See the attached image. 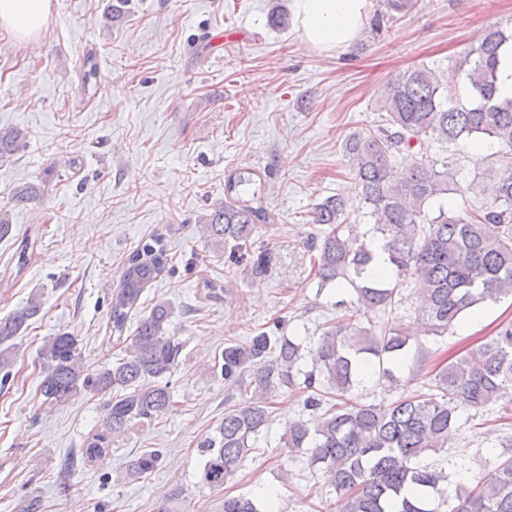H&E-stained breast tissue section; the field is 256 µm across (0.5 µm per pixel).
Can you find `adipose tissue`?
<instances>
[{
  "instance_id": "obj_1",
  "label": "adipose tissue",
  "mask_w": 512,
  "mask_h": 512,
  "mask_svg": "<svg viewBox=\"0 0 512 512\" xmlns=\"http://www.w3.org/2000/svg\"><path fill=\"white\" fill-rule=\"evenodd\" d=\"M368 0H294L303 41L325 51L347 48L361 34ZM51 0H0V29L17 39L30 38L45 27Z\"/></svg>"
}]
</instances>
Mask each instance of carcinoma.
Returning a JSON list of instances; mask_svg holds the SVG:
<instances>
[{
    "label": "carcinoma",
    "mask_w": 512,
    "mask_h": 512,
    "mask_svg": "<svg viewBox=\"0 0 512 512\" xmlns=\"http://www.w3.org/2000/svg\"><path fill=\"white\" fill-rule=\"evenodd\" d=\"M512 32L487 28L466 55V99H453L435 71L418 65L395 75L376 100L381 121L375 129L347 139L344 152L374 218L360 233L346 224L347 203L329 196L313 208L312 223L329 226L312 239L319 286L351 287L357 302L387 310L398 287L418 283L421 303L417 326L388 323L366 328L343 317L327 327L314 346L260 331L244 343L224 348L221 374L231 386L246 385L252 397L224 413L217 434L202 444L201 478L222 487L241 468L269 420L283 389L302 383L312 391L307 406L323 413L312 421L295 420L282 437L287 448H303L338 497V512H512V458L499 463L476 485L448 486L444 467L421 463L429 453L448 447L462 408L480 409L512 393V323L466 353L440 360L431 392L402 395L382 405L359 401L355 390L367 369L378 380L400 385L398 373L411 350L426 352L420 337H443L467 315L488 302L512 297V163L488 181L472 182L467 192L485 198L474 209L448 205L459 191L448 161L443 170L424 152L431 139L448 148L477 139L512 151V100L496 96L501 46ZM28 132L0 130V158L14 154ZM408 156L405 171L394 169L396 157ZM254 173L227 176L224 205L199 220L207 242L229 250V259L249 264L255 275L266 272L260 256L251 255L258 224L270 219L264 209L237 196L253 183ZM381 244L386 266L377 267L373 244ZM168 265L167 247L154 239L133 252L112 294V332L122 334L145 288ZM36 296L0 318V346L13 340L37 317ZM172 308L154 305L139 321L125 356L95 373L81 365L79 340L63 332L39 351V394L48 406L63 405L83 392L108 396L107 434L82 450L89 461L118 437L150 422L174 406L163 378L179 364L183 344L170 333ZM311 368H306V361ZM158 451L142 453L128 475L142 477L160 462ZM222 512H260L244 495L224 496Z\"/></svg>",
    "instance_id": "carcinoma-1"
}]
</instances>
